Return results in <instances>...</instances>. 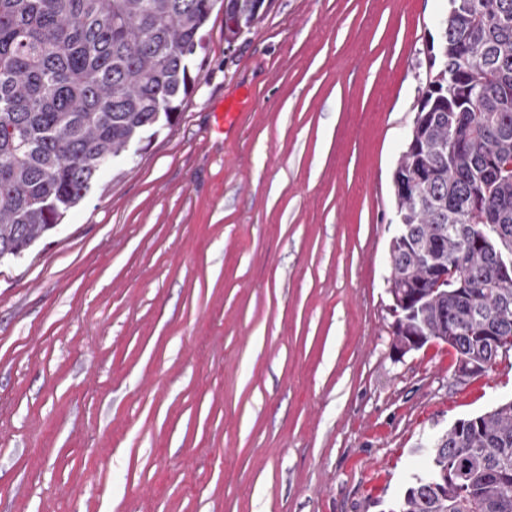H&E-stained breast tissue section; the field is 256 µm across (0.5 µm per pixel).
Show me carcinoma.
I'll return each mask as SVG.
<instances>
[{
    "mask_svg": "<svg viewBox=\"0 0 512 512\" xmlns=\"http://www.w3.org/2000/svg\"><path fill=\"white\" fill-rule=\"evenodd\" d=\"M273 0H0V260L77 206L107 160L172 123L205 27L231 44ZM393 181L390 295H419L393 335L490 363L512 351V0H449ZM437 267L448 272L440 284ZM421 444L391 512H512V400Z\"/></svg>",
    "mask_w": 512,
    "mask_h": 512,
    "instance_id": "carcinoma-1",
    "label": "carcinoma"
}]
</instances>
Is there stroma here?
Segmentation results:
<instances>
[{"instance_id":"1","label":"stroma","mask_w":512,"mask_h":512,"mask_svg":"<svg viewBox=\"0 0 512 512\" xmlns=\"http://www.w3.org/2000/svg\"><path fill=\"white\" fill-rule=\"evenodd\" d=\"M448 0L213 13L174 123L0 261V512H389L512 353L393 349L392 174ZM241 117L219 129L215 115ZM273 0H220L224 8V42L229 46L245 33L267 11Z\"/></svg>"}]
</instances>
